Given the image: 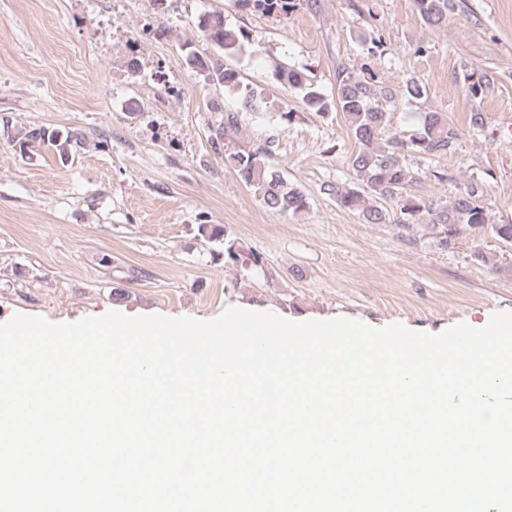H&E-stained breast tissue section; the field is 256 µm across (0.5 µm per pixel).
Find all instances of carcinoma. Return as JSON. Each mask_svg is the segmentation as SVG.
<instances>
[{
    "mask_svg": "<svg viewBox=\"0 0 512 512\" xmlns=\"http://www.w3.org/2000/svg\"><path fill=\"white\" fill-rule=\"evenodd\" d=\"M236 3L245 9L284 18L297 8L296 0H236ZM413 6L423 24L435 28L446 22L453 3L452 0H413ZM201 31L209 53H199L188 41L181 44L186 63L197 76L207 84L238 94L243 104L254 112L278 110L282 119L292 120L293 113L282 111L281 101L242 84L234 70L224 67V57L242 54L250 44L244 30L229 26L224 12L214 11L203 19ZM274 79L285 88L303 90L308 108L326 114L334 107L343 115L347 131L357 144L347 161L353 178L323 188V192L336 198L339 206L358 214L366 224L410 225L422 221L432 224L440 229L439 245L444 248L458 228L464 226L482 228L489 224L497 237L512 242V224H490V205L479 185L470 183L445 200L420 193L421 176L446 181L448 174L433 168L421 174L417 166L452 151L461 135L448 117L437 111L420 113L418 128L408 134L389 132L388 103L398 98L409 102L429 98L426 82L410 78L395 89L373 73L360 76L342 67L336 70L335 100L330 102L306 83L303 72L284 63L275 65ZM491 85L493 80L487 75L476 80L471 75L464 78L466 92L473 98L488 92ZM211 108L224 113V121L210 135L212 145L216 149L224 148L237 175L260 192L264 205L292 215L307 209L304 190L289 183L269 162L274 140L269 138L251 147L240 145L232 139L240 127L237 113L224 111L215 101L211 102ZM14 142L21 154L43 144L52 147L66 161L83 148L87 138L79 130L63 132L33 125L14 136ZM197 231L229 262L246 266L259 260L236 246L218 224H200Z\"/></svg>",
    "mask_w": 512,
    "mask_h": 512,
    "instance_id": "1",
    "label": "carcinoma"
}]
</instances>
